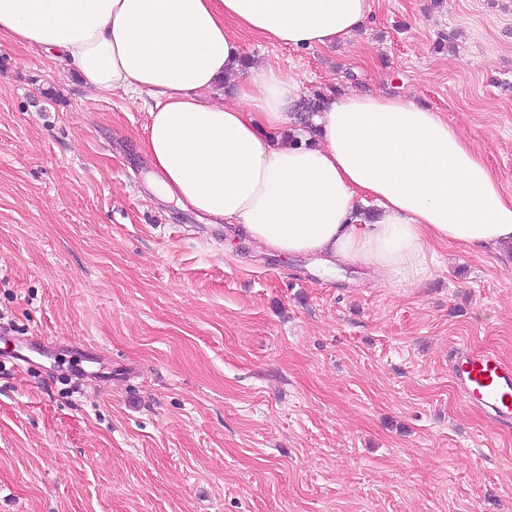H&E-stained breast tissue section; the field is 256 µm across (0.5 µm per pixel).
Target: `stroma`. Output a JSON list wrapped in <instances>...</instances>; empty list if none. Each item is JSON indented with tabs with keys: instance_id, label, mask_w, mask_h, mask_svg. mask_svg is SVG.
<instances>
[{
	"instance_id": "stroma-1",
	"label": "stroma",
	"mask_w": 512,
	"mask_h": 512,
	"mask_svg": "<svg viewBox=\"0 0 512 512\" xmlns=\"http://www.w3.org/2000/svg\"><path fill=\"white\" fill-rule=\"evenodd\" d=\"M244 52L302 94H409L512 196V0H372L343 44ZM148 91L0 40V512H512V428L458 344L512 362V249L438 245L417 287L252 241L155 196ZM453 356L455 383L465 400L497 424H512V364L490 349L459 346Z\"/></svg>"
}]
</instances>
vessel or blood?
<instances>
[{
	"instance_id": "b4317fda",
	"label": "vessel or blood",
	"mask_w": 512,
	"mask_h": 512,
	"mask_svg": "<svg viewBox=\"0 0 512 512\" xmlns=\"http://www.w3.org/2000/svg\"><path fill=\"white\" fill-rule=\"evenodd\" d=\"M454 378L465 400L500 425L512 424V363L493 350L455 348Z\"/></svg>"
}]
</instances>
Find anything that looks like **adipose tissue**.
Wrapping results in <instances>:
<instances>
[{"label":"adipose tissue","instance_id":"obj_1","mask_svg":"<svg viewBox=\"0 0 512 512\" xmlns=\"http://www.w3.org/2000/svg\"><path fill=\"white\" fill-rule=\"evenodd\" d=\"M369 0H0V39L58 51L88 87L146 90L151 184L283 256L359 264L371 286L412 288L435 247L512 244V198L439 112L408 94L327 93L312 143L282 136L300 82L269 64L238 72L237 31L327 46L366 22ZM238 77L233 101L205 93ZM373 201L374 221L358 214Z\"/></svg>","mask_w":512,"mask_h":512}]
</instances>
